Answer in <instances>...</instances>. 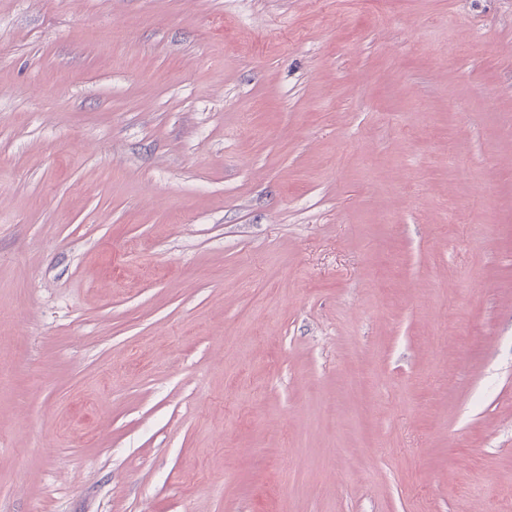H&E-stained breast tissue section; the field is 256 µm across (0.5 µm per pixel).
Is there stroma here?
Listing matches in <instances>:
<instances>
[{
    "mask_svg": "<svg viewBox=\"0 0 512 512\" xmlns=\"http://www.w3.org/2000/svg\"><path fill=\"white\" fill-rule=\"evenodd\" d=\"M0 512H512V0H0Z\"/></svg>",
    "mask_w": 512,
    "mask_h": 512,
    "instance_id": "1",
    "label": "stroma"
}]
</instances>
